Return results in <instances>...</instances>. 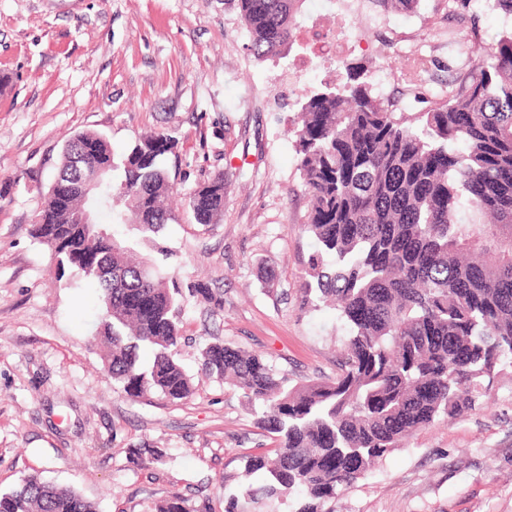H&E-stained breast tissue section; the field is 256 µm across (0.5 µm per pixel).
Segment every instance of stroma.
Listing matches in <instances>:
<instances>
[{"label": "stroma", "instance_id": "35a3bbf8", "mask_svg": "<svg viewBox=\"0 0 512 512\" xmlns=\"http://www.w3.org/2000/svg\"><path fill=\"white\" fill-rule=\"evenodd\" d=\"M339 26L304 5L303 28L349 31L348 59L368 65L373 93L399 111H427L468 64L495 48L512 17L490 0H421L393 13L358 0ZM428 68L410 90L405 73ZM0 493L28 474L76 489L100 512H154L178 492L224 512L245 457L272 441L240 391L206 376L200 352L220 340L262 355L294 382L333 377L345 328L335 310L305 305L315 249L287 130L303 89L341 71L314 58L257 62L237 0H0ZM97 131L122 154L140 135L178 142L167 167L174 218L135 249L181 291L177 358L193 376L180 403L122 394L99 354L101 303L78 271L58 276L32 236L64 143ZM228 178L224 214L196 223L189 194L208 174ZM205 283L215 308L191 294ZM133 448H162L140 470ZM329 512H512V368L480 406L393 449L329 502Z\"/></svg>", "mask_w": 512, "mask_h": 512}]
</instances>
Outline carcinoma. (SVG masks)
<instances>
[{"label":"carcinoma","instance_id":"obj_1","mask_svg":"<svg viewBox=\"0 0 512 512\" xmlns=\"http://www.w3.org/2000/svg\"><path fill=\"white\" fill-rule=\"evenodd\" d=\"M305 2L237 0L255 60L290 53ZM344 70V82L300 96L289 129L310 201L303 229L317 243L305 302L333 306L347 326L343 364L332 380L293 384L258 354L219 340L202 349L205 374L240 390L255 425L274 440L246 457L237 488L224 493V512H261L271 501L291 503L289 512H325L338 491L415 432L476 409L512 366V31L427 112H395L372 93L364 65ZM90 141L109 164L98 188L73 170ZM177 146L153 132L117 158L106 136L75 135L58 167L65 198L38 189L33 228L59 276L74 268L99 290L112 381L129 398L155 393L172 403L194 389L177 359L179 290L155 264L135 259L113 226L145 236L171 220L164 159ZM226 189L218 171L189 194L196 223L223 215ZM132 456L149 469L167 452L135 448ZM0 512L98 509L71 488L28 475L0 494ZM156 512L209 507L193 509L176 493Z\"/></svg>","mask_w":512,"mask_h":512}]
</instances>
